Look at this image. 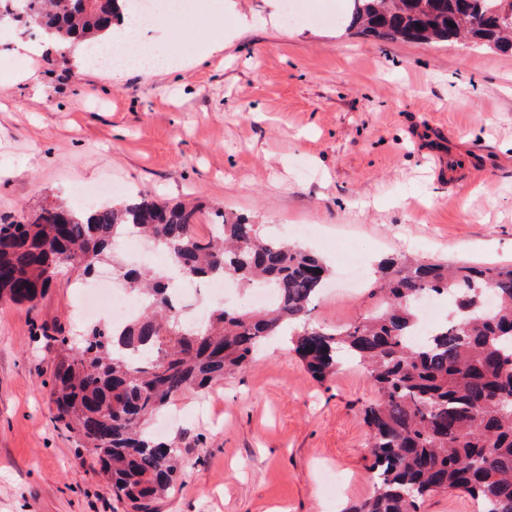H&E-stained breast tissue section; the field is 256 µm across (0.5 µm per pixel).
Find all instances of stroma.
<instances>
[{
  "label": "stroma",
  "instance_id": "35a3bbf8",
  "mask_svg": "<svg viewBox=\"0 0 512 512\" xmlns=\"http://www.w3.org/2000/svg\"><path fill=\"white\" fill-rule=\"evenodd\" d=\"M235 0L165 26L158 45L192 65L110 78L74 46L24 56L0 29V217L82 208L103 182L186 202L198 221L248 217L336 269L315 316L328 328L374 311L366 272L410 253L512 262V56L461 42L380 43L315 22L347 0ZM237 13V14H238ZM222 51L199 62L203 38ZM300 224L308 236L294 235ZM28 309L0 302V512H117L92 451L55 422L58 348L46 327L84 332L64 270ZM377 394L352 365L314 380L272 339L211 390L173 398L149 428L185 450L155 512H341L373 490L362 405Z\"/></svg>",
  "mask_w": 512,
  "mask_h": 512
}]
</instances>
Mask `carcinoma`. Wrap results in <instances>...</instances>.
<instances>
[{
  "mask_svg": "<svg viewBox=\"0 0 512 512\" xmlns=\"http://www.w3.org/2000/svg\"><path fill=\"white\" fill-rule=\"evenodd\" d=\"M0 0V22L39 28L78 45L123 18L132 0ZM349 29L381 42L465 38L512 55V0H350ZM455 27H450V24ZM209 236L197 210L142 197L112 205L44 209L32 220L0 218V300L35 307L59 270L89 275L112 260L131 291L147 298L118 331L89 327L82 347L65 331L54 340V420L93 449L100 473L126 512H152L177 480L182 450L146 423L176 395L205 389L243 370L260 345L284 334L319 382L353 361L379 395L362 408L373 491L346 512H420L428 499L464 492L478 512H512V263H467L393 255L377 265L376 311L328 329L312 318L331 269L318 256L222 213ZM147 235L184 276L260 284L263 310L216 308L206 326L182 322L163 274L131 267L113 253L130 233ZM453 302L451 320L417 338L420 300Z\"/></svg>",
  "mask_w": 512,
  "mask_h": 512,
  "instance_id": "obj_1",
  "label": "carcinoma"
}]
</instances>
